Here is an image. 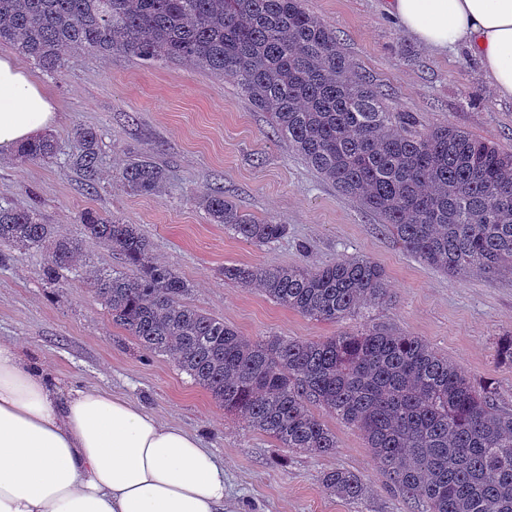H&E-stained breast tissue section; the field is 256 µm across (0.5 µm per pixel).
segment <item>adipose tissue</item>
Instances as JSON below:
<instances>
[{
  "label": "adipose tissue",
  "mask_w": 512,
  "mask_h": 512,
  "mask_svg": "<svg viewBox=\"0 0 512 512\" xmlns=\"http://www.w3.org/2000/svg\"><path fill=\"white\" fill-rule=\"evenodd\" d=\"M437 51L462 46L512 100V0H385ZM56 105L0 55V152L49 127ZM0 512H224V465L201 440L97 388L63 391L0 344Z\"/></svg>",
  "instance_id": "1"
}]
</instances>
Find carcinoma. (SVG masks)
<instances>
[{"label": "carcinoma", "mask_w": 512, "mask_h": 512, "mask_svg": "<svg viewBox=\"0 0 512 512\" xmlns=\"http://www.w3.org/2000/svg\"><path fill=\"white\" fill-rule=\"evenodd\" d=\"M0 44L51 75L62 73L69 51L184 62L230 79L312 171L422 263L454 278L474 269L512 274V152L447 124L422 130L412 114L389 111L304 0H0ZM74 137L71 164L91 188L101 136L79 125ZM57 153L45 134L16 156L48 162ZM118 179L152 195L166 174L135 158ZM196 203L256 245L288 233L248 217L218 188ZM79 223L135 270L93 272L92 291L112 323L172 357L250 428L292 451L328 454L336 434L319 407L362 434L387 482L421 512H512V412L498 409L493 387L475 385L422 339L374 326L317 341L245 338L184 302L187 281L154 261L138 225L90 211ZM6 247L43 251V278L55 286L82 255L78 240L13 203L0 204V264L11 260ZM224 280L258 284L271 301L317 321H343L387 295L384 270L363 257L318 267L226 265ZM322 483L352 503L367 496L349 469L325 473Z\"/></svg>", "instance_id": "cac0c4a2"}]
</instances>
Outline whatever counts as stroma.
Here are the masks:
<instances>
[{
    "instance_id": "35a3bbf8",
    "label": "stroma",
    "mask_w": 512,
    "mask_h": 512,
    "mask_svg": "<svg viewBox=\"0 0 512 512\" xmlns=\"http://www.w3.org/2000/svg\"><path fill=\"white\" fill-rule=\"evenodd\" d=\"M384 0H305L333 28L348 62L384 92L395 112L423 128L447 123L512 151V101L477 75L466 49L438 54L421 46L385 12ZM25 69L53 96L51 129L62 155L21 163L0 154V201L36 210L60 234L81 239L88 266L124 270L119 255L85 237L78 217L96 211L140 225L153 254L188 281L187 303L223 318L241 335L317 340L366 326L417 336L471 381L493 386L512 411V364L497 348L512 336V276L478 271L453 278L409 254L354 200L313 173L273 136L271 116L235 84L184 63L145 65L115 53L83 54L64 73ZM102 138L100 180L86 188L66 156L74 127ZM148 157L168 180L159 195L126 191L117 176L130 159ZM221 188L258 221L287 225L277 242L257 246L210 223L195 197ZM367 257L386 273L387 299L341 322L317 321L280 306L259 288L224 280V268L322 266ZM40 250L15 252L0 265V342L15 345L63 388H100L126 397L161 422L198 436L224 464L225 512H418L385 480L358 430L330 414L338 446L327 455L296 453L224 411L166 356L144 350L113 324L81 272L63 287L47 284ZM345 468L369 488L354 504L322 485Z\"/></svg>"
}]
</instances>
